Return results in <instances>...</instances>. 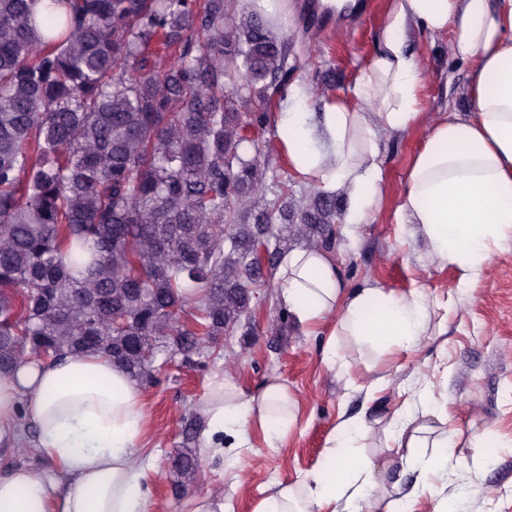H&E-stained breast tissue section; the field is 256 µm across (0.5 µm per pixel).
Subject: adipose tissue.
Segmentation results:
<instances>
[{
  "mask_svg": "<svg viewBox=\"0 0 512 512\" xmlns=\"http://www.w3.org/2000/svg\"><path fill=\"white\" fill-rule=\"evenodd\" d=\"M416 27L448 37L452 55L471 63L466 114L422 121L419 66L404 51ZM381 41L351 98L326 104L318 121L308 120L303 87H293L271 118L278 140L295 177L343 194L346 223L363 224L382 193L379 133L420 126L423 147L409 166L395 219L414 225L431 262L475 279L492 247L512 241V0H392ZM275 279L277 300L296 323L335 319L324 353L342 372L350 367L345 349L406 347L431 321L433 303L423 291L347 289L325 250H289ZM141 406L137 383L100 355L28 363L0 375V453L16 446L22 411L37 429L39 452L58 466L47 476L25 467L0 476V512H148L145 469L135 455L145 427ZM200 413V449L220 459L225 432H233L232 449L242 453L251 446L250 422L284 436L297 405L285 386L249 396L216 374ZM405 494L399 484L375 480L370 463L342 460L331 476L317 471L302 484H278L257 512H395Z\"/></svg>",
  "mask_w": 512,
  "mask_h": 512,
  "instance_id": "adipose-tissue-1",
  "label": "adipose tissue"
}]
</instances>
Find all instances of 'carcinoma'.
<instances>
[{
	"label": "carcinoma",
	"mask_w": 512,
	"mask_h": 512,
	"mask_svg": "<svg viewBox=\"0 0 512 512\" xmlns=\"http://www.w3.org/2000/svg\"><path fill=\"white\" fill-rule=\"evenodd\" d=\"M237 4L0 0V375L90 353L151 380L250 318L279 225L333 248L334 196L295 217L288 190L266 199L261 136L293 66Z\"/></svg>",
	"instance_id": "obj_1"
}]
</instances>
